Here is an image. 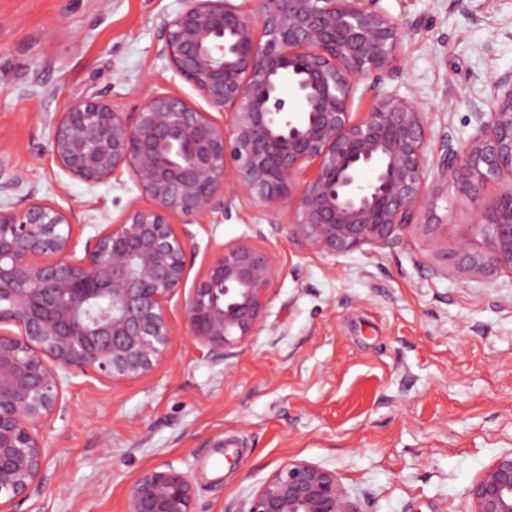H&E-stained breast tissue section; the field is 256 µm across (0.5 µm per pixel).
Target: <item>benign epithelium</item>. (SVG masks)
I'll use <instances>...</instances> for the list:
<instances>
[{
    "mask_svg": "<svg viewBox=\"0 0 512 512\" xmlns=\"http://www.w3.org/2000/svg\"><path fill=\"white\" fill-rule=\"evenodd\" d=\"M380 2L184 0L161 26L158 54L224 119L154 92L131 112L94 95L51 120V153L65 172L90 187L125 172L151 206H130L80 258L71 211L32 193L0 209V512L40 486L38 430L61 410L64 374L132 381L168 355L188 225L230 216L237 200L274 217L295 199L293 237L336 256L392 245L429 203L435 171L475 204L483 242L460 243L461 266L473 279L512 271V75L494 80L465 148L446 136L429 159L425 112L381 89L398 70L402 31ZM363 83L374 101L356 116ZM491 182L502 188L487 198ZM277 274L261 248H220L184 299L186 335L223 359L261 326ZM470 495L472 512H512V452ZM125 512H196L189 474L169 463L142 471ZM241 512L360 510L336 473L290 461Z\"/></svg>",
    "mask_w": 512,
    "mask_h": 512,
    "instance_id": "benign-epithelium-1",
    "label": "benign epithelium"
}]
</instances>
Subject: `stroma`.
<instances>
[{
	"instance_id": "35a3bbf8",
	"label": "stroma",
	"mask_w": 512,
	"mask_h": 512,
	"mask_svg": "<svg viewBox=\"0 0 512 512\" xmlns=\"http://www.w3.org/2000/svg\"><path fill=\"white\" fill-rule=\"evenodd\" d=\"M400 25L401 62L383 88L425 112L431 146H464L494 76L512 74V0H382ZM183 0H0V166L20 178L0 207L34 193L70 209L80 242L129 206V175L87 187L50 152V118L100 93L127 112L149 92L202 97L158 55ZM430 204L386 248L336 257L291 235V206L194 224L196 279L220 246L265 250L279 275L260 329L216 361L180 334L143 379L73 371L62 409L41 428L37 492L15 512H125L146 468L187 472L196 512H241L283 464L336 472L362 512H470V490L512 451V271L471 279L463 240L479 235L471 201L431 178Z\"/></svg>"
}]
</instances>
